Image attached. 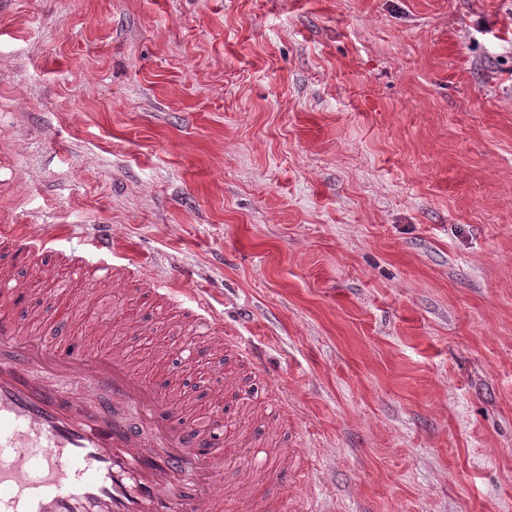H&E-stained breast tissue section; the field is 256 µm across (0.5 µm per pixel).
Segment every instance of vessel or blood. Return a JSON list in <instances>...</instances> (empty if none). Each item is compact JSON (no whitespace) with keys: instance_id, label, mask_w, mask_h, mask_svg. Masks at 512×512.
<instances>
[{"instance_id":"1","label":"vessel or blood","mask_w":512,"mask_h":512,"mask_svg":"<svg viewBox=\"0 0 512 512\" xmlns=\"http://www.w3.org/2000/svg\"><path fill=\"white\" fill-rule=\"evenodd\" d=\"M85 253L95 257L100 285L123 277L112 258L111 235L85 233ZM11 247V266H0V512H224V450L213 443L215 421H187L183 408L132 369L128 344L141 328L128 324L120 342L111 341V322L98 331L100 343L74 347L68 320L46 324L35 335L14 309L25 291L15 283L16 266H43L51 254L68 258L63 238L46 224L15 233L0 226V245ZM45 275L52 267L43 266ZM155 299L180 306L192 332L211 333L218 317L206 299L181 280L147 277ZM94 379L114 405H138L157 439L146 447L115 419H89L62 396L58 378Z\"/></svg>"}]
</instances>
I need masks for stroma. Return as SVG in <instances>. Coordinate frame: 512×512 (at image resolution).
Wrapping results in <instances>:
<instances>
[{
	"mask_svg": "<svg viewBox=\"0 0 512 512\" xmlns=\"http://www.w3.org/2000/svg\"><path fill=\"white\" fill-rule=\"evenodd\" d=\"M189 274L227 512H512V0H0V225Z\"/></svg>",
	"mask_w": 512,
	"mask_h": 512,
	"instance_id": "obj_1",
	"label": "stroma"
}]
</instances>
